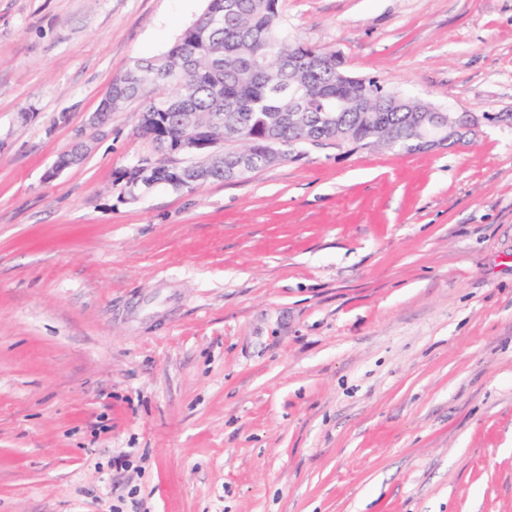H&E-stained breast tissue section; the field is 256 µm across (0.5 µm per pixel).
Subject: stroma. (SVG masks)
Instances as JSON below:
<instances>
[{"label":"stroma","mask_w":512,"mask_h":512,"mask_svg":"<svg viewBox=\"0 0 512 512\" xmlns=\"http://www.w3.org/2000/svg\"><path fill=\"white\" fill-rule=\"evenodd\" d=\"M206 6L0 0V512H512V0H280L480 127L131 196L91 118Z\"/></svg>","instance_id":"35a3bbf8"}]
</instances>
